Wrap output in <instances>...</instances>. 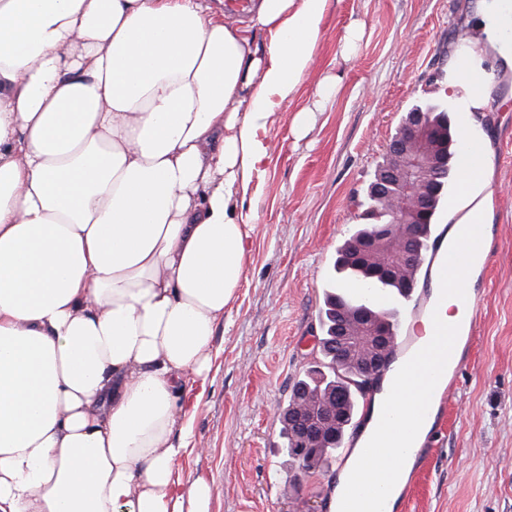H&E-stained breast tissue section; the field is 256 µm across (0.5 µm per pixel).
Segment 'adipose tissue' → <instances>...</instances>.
Here are the masks:
<instances>
[{
    "instance_id": "adipose-tissue-1",
    "label": "adipose tissue",
    "mask_w": 512,
    "mask_h": 512,
    "mask_svg": "<svg viewBox=\"0 0 512 512\" xmlns=\"http://www.w3.org/2000/svg\"><path fill=\"white\" fill-rule=\"evenodd\" d=\"M332 0H0V512H209L183 477L214 338L241 285L273 116L315 63ZM478 32L445 92L484 111L512 70V0H474ZM448 221L489 237L492 159L466 128ZM376 394L355 477L396 505L415 458L388 452Z\"/></svg>"
}]
</instances>
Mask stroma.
I'll use <instances>...</instances> for the list:
<instances>
[{"label":"stroma","mask_w":512,"mask_h":512,"mask_svg":"<svg viewBox=\"0 0 512 512\" xmlns=\"http://www.w3.org/2000/svg\"><path fill=\"white\" fill-rule=\"evenodd\" d=\"M469 0H333L316 66L276 115L268 172L254 201L245 277L215 336L219 356L194 416L197 453L183 476L213 487L210 512H328L332 487L371 412L361 401L343 450L320 469L289 465L279 410L294 382L320 360L325 294L364 298V284L335 273L386 146L416 104L444 109L454 131L467 122L442 90ZM362 38L343 58L350 24ZM339 89L321 110L326 77ZM309 110L305 135L293 132ZM493 152L488 271L474 285L476 338L456 367L447 414L416 458L397 512H512V73L496 72L479 124Z\"/></svg>","instance_id":"35a3bbf8"}]
</instances>
